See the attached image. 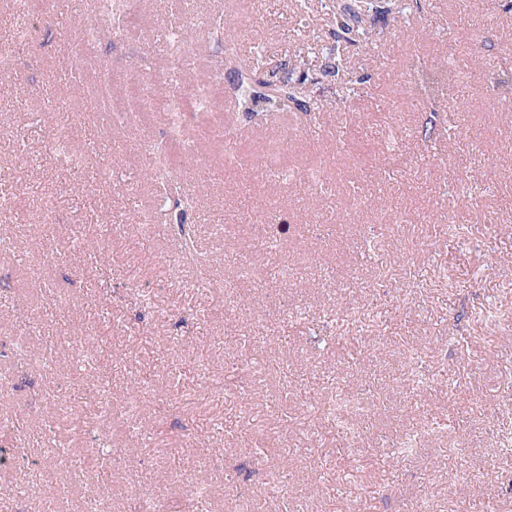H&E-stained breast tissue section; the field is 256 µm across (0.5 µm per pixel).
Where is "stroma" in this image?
<instances>
[{
    "instance_id": "35a3bbf8",
    "label": "stroma",
    "mask_w": 512,
    "mask_h": 512,
    "mask_svg": "<svg viewBox=\"0 0 512 512\" xmlns=\"http://www.w3.org/2000/svg\"><path fill=\"white\" fill-rule=\"evenodd\" d=\"M91 0H54L23 23L33 38L0 78V443L20 433L39 484L0 474V512H512V11L504 0H390L373 14L368 43L337 42L349 0H187L219 13L224 44L259 56L264 75L311 76L312 100L336 110H292L265 124L236 103L233 77L214 111L190 116L188 136L208 142L198 164L168 155L198 203L189 222L217 288L197 270L174 272L171 225L140 224L160 189L146 152L166 118L116 126L100 109L97 75L112 92L168 67L157 31L163 0H143L123 29L97 44L60 39L57 18H84ZM189 84L225 65L206 28L193 42ZM84 57V98L60 74ZM484 66L471 74V57ZM464 71L436 80L438 63ZM435 79L420 95L413 73ZM100 144L78 168L47 150L64 133ZM37 157L17 166L16 147ZM119 177L103 178L104 165ZM495 166V182L471 176ZM265 219L270 245L248 238ZM330 224L322 237L316 225ZM110 260L92 264L87 241ZM245 299H288L292 316H224ZM331 314L317 349L305 319ZM248 360L249 391L224 373ZM426 368L418 382L416 365ZM366 401L352 439L339 438L326 403L337 389ZM165 390L159 399L157 390ZM110 398L107 414L96 404ZM139 396L131 413L127 402ZM106 423L104 460L74 462L88 427ZM288 470V486L273 475ZM209 484L196 500L192 488Z\"/></svg>"
}]
</instances>
